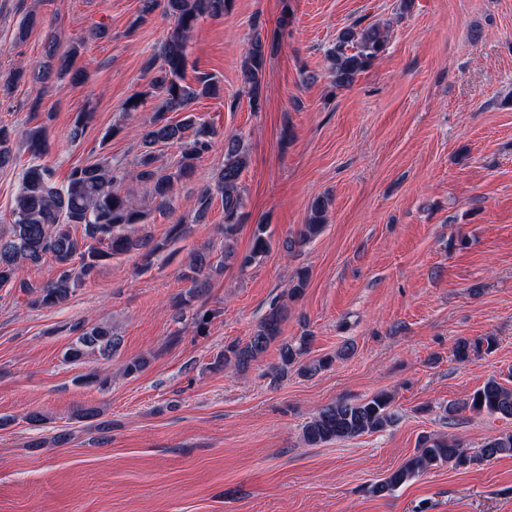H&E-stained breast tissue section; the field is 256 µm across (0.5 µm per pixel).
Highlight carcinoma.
I'll use <instances>...</instances> for the list:
<instances>
[{"instance_id":"1","label":"carcinoma","mask_w":512,"mask_h":512,"mask_svg":"<svg viewBox=\"0 0 512 512\" xmlns=\"http://www.w3.org/2000/svg\"><path fill=\"white\" fill-rule=\"evenodd\" d=\"M140 20L144 21L157 8L172 16L174 23L169 36L162 44L158 56L145 63L148 71L157 70L149 81V90L129 97L125 110H138L150 96L160 99L150 124L141 132V153L134 167L112 163V158L102 157L94 163L74 167L66 180L58 185L50 172L40 164H31L24 172L22 186L15 195L12 222L0 227V287L17 283L21 288L30 284L19 278L26 266H38L48 256L60 267L57 279L32 290L33 304L54 307L65 304L75 288L91 279L106 257L141 250L148 245L144 239L131 235V228L142 224L147 212L138 208L121 185L137 181L150 188V194L160 206L169 203L175 183L195 174L196 162L216 143L217 132L204 123H198L188 114L190 105L202 96L215 94L217 84L205 74L197 84L184 80L188 63L186 53L190 33L203 18L224 16L231 0H142ZM387 32L378 24L364 28L353 25L342 29L336 37V48L328 55L329 73L336 86H350L356 77L370 67L385 50ZM83 48L75 42L62 54L50 45L48 57L56 60L57 77L71 76L73 80L86 77V72L72 70L74 59ZM269 46L261 34L252 36L240 82L247 89L249 104L255 111L261 108V90L266 74ZM169 112H185L187 116L175 122L167 117ZM31 157L41 158L49 147L45 128L35 126L21 131ZM14 130L0 126V167L13 161ZM171 144L180 148V156L173 170L157 165L155 146ZM249 165V155L244 143L237 137L224 140V166L218 174L215 187H203L198 194L201 219L209 208L214 194L221 195L224 203V258L236 261L240 269L248 268L271 246L268 225L257 224L253 231L252 245L248 252L239 254L235 249V235L242 221L241 176ZM331 201L324 196L314 198L309 207L307 224L299 234L285 242L288 251L317 236L324 224ZM82 226L84 236L74 232ZM187 278L196 293L207 286L204 271L211 268L208 253L198 251L191 257ZM288 318V307L275 303L261 320L253 336L243 345L232 342L225 346L224 355L215 364L247 370L253 361L264 354L281 333V325ZM121 344L119 337L105 323L90 325L67 349L66 356L79 361L88 355L109 359ZM491 336L477 340L460 338L454 346V356L459 361L469 358L471 351L484 346L491 349ZM308 348L307 337L299 343L283 342L279 346L276 375L285 376L288 368L298 363ZM466 405L475 412L512 419V387L490 379L473 392ZM395 422L391 396L380 392L368 400L352 402L339 400L321 408L306 424L303 440L309 446L353 438L364 433L383 430ZM512 454V432L493 435L486 439L479 453L469 455L459 443L444 437L423 435L418 440L416 452L386 478L373 484L370 492L379 497L391 494L397 487L413 480L429 468L443 463L468 467L480 458H494Z\"/></svg>"}]
</instances>
